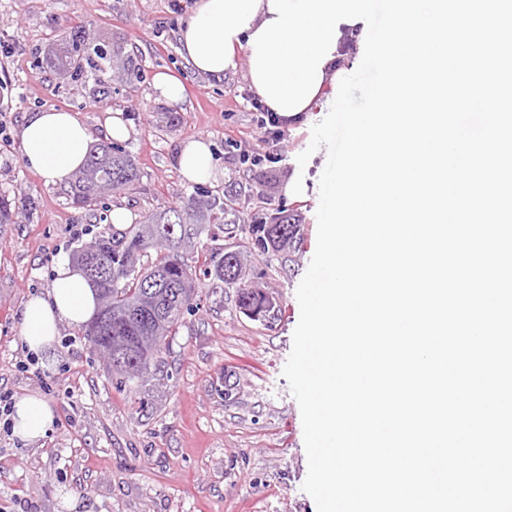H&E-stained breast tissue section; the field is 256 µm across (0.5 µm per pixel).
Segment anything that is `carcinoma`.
Returning a JSON list of instances; mask_svg holds the SVG:
<instances>
[{
  "label": "carcinoma",
  "instance_id": "carcinoma-1",
  "mask_svg": "<svg viewBox=\"0 0 512 512\" xmlns=\"http://www.w3.org/2000/svg\"><path fill=\"white\" fill-rule=\"evenodd\" d=\"M78 45L60 50L62 68L80 69ZM132 156L116 143L102 142L92 150L73 184L72 203L90 206L105 193L131 186L137 179ZM205 218L201 202L188 199L182 206L160 214H145L124 231L103 232L73 253V263L96 288L98 303L92 318L80 327L81 336L99 351L112 347V378L131 394L155 380L168 337L196 295V277L182 243L188 226ZM256 248L263 254L293 252L300 242L301 224L288 216L249 225ZM151 249L161 250L153 261ZM99 274H87L86 264ZM246 255L238 248L224 249L210 258L206 275L218 288H236V303L248 316L267 320L280 311L265 293L244 284Z\"/></svg>",
  "mask_w": 512,
  "mask_h": 512
}]
</instances>
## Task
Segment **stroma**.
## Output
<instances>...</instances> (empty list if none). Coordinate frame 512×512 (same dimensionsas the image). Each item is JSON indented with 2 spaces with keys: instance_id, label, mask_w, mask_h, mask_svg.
<instances>
[{
  "instance_id": "stroma-1",
  "label": "stroma",
  "mask_w": 512,
  "mask_h": 512,
  "mask_svg": "<svg viewBox=\"0 0 512 512\" xmlns=\"http://www.w3.org/2000/svg\"><path fill=\"white\" fill-rule=\"evenodd\" d=\"M181 15L170 0H0V194L11 203L12 224L0 234V391L36 395L54 412L46 434L26 441L0 430V512H65L61 492L76 512H317L303 491L308 459L298 403L282 371L299 321L296 289L317 242L319 180L326 147L310 149L311 126L328 113L324 98L304 126L287 125L282 160L270 169L242 172L238 148L262 153L266 145L249 102L244 70L223 78L196 75L178 53ZM82 41L83 68L62 73L60 45ZM104 50L112 68L95 82ZM179 76L184 99L172 105L152 86L156 72ZM54 106L78 113L102 139L105 109L121 113L130 129L123 147L135 160L134 184L77 208L66 186L46 184L22 161L20 128L28 112ZM203 137L213 144L216 176L187 182L177 161L181 144ZM310 151L306 166L296 157ZM302 176L307 192L292 201L284 183ZM223 195L242 223L257 224L277 212L302 217V240L292 256L248 252L246 279L281 307L266 323L241 313L231 288L202 279L169 351L165 383L129 396L109 368L65 325L52 348L31 353L21 336L30 296L46 292L59 262L89 243L113 208L131 221L148 212ZM218 222L197 225L185 251L197 271L225 244ZM232 372V399L224 374Z\"/></svg>"
}]
</instances>
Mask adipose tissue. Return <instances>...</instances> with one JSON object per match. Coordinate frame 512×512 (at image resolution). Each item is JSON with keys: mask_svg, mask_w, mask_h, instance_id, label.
<instances>
[{"mask_svg": "<svg viewBox=\"0 0 512 512\" xmlns=\"http://www.w3.org/2000/svg\"><path fill=\"white\" fill-rule=\"evenodd\" d=\"M363 17L361 0H193L178 30L179 54L203 76L220 77L245 66L255 94L298 123L339 82L344 71L339 43ZM21 140L25 165L57 186L83 167L93 134L77 113L44 108L26 116ZM178 164L190 183L215 175L203 138L181 146ZM95 307V292L82 274L61 265L46 295L26 302L22 334L31 349L45 350L62 325H81ZM52 421L53 411L41 398L18 401L14 431L21 438L41 437Z\"/></svg>", "mask_w": 512, "mask_h": 512, "instance_id": "obj_1", "label": "adipose tissue"}]
</instances>
